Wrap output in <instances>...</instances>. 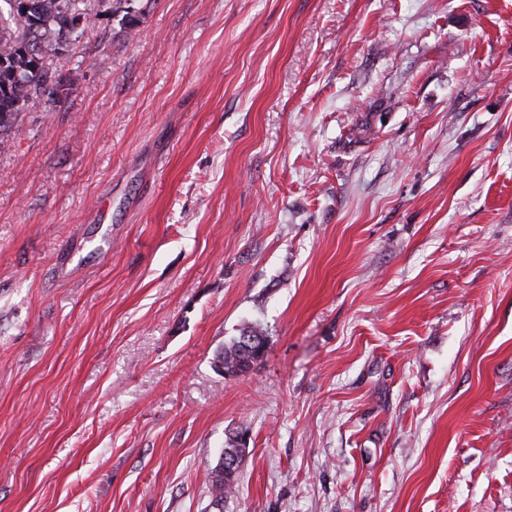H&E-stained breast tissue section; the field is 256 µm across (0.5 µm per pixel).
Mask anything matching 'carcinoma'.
<instances>
[{
    "mask_svg": "<svg viewBox=\"0 0 512 512\" xmlns=\"http://www.w3.org/2000/svg\"><path fill=\"white\" fill-rule=\"evenodd\" d=\"M81 0H0V149L14 143L22 132L21 115L31 100L54 93V71L46 65L52 47L68 38V18L84 17V29L100 24L111 14L110 0H94L79 6ZM240 336L222 345L214 359L224 364V373L235 376L246 373L239 346ZM236 431L226 435L221 455L237 461L225 472L219 467L211 471L209 497L219 504L236 492L238 468L246 449L241 447Z\"/></svg>",
    "mask_w": 512,
    "mask_h": 512,
    "instance_id": "cac0c4a2",
    "label": "carcinoma"
}]
</instances>
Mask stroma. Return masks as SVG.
<instances>
[{"mask_svg":"<svg viewBox=\"0 0 512 512\" xmlns=\"http://www.w3.org/2000/svg\"><path fill=\"white\" fill-rule=\"evenodd\" d=\"M136 7L0 152V512H512V0ZM241 336H244L241 340V347L247 355L252 358H261L265 352L263 345L260 348L255 347L258 344L256 339H262L264 342L267 340L263 328L258 323L245 326L239 336L234 337L228 344L222 345L214 354L213 359L222 362L215 360L214 369L224 376L225 373L231 376L242 375L246 373L245 368L249 366L248 363L243 364V355L239 346ZM236 431L229 432L226 435L224 449L220 454L219 463H217L211 471L208 491L212 503H224V499L227 500L231 498L236 492L238 470L241 467L246 452V448H241L242 443L238 440L239 435L244 433ZM223 456H225V459H229L232 462L236 458L237 464L232 471L225 472L224 470H219Z\"/></svg>","mask_w":512,"mask_h":512,"instance_id":"35a3bbf8","label":"stroma"}]
</instances>
